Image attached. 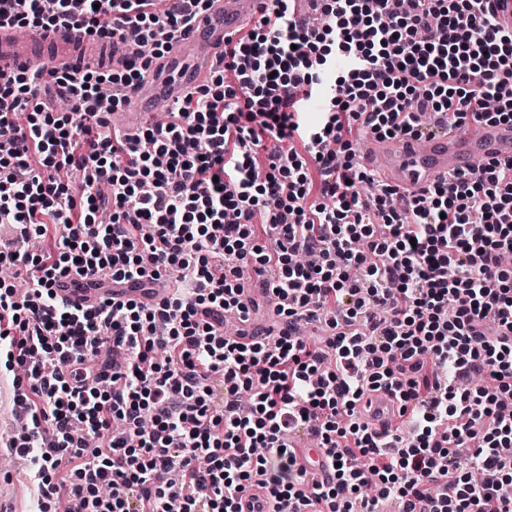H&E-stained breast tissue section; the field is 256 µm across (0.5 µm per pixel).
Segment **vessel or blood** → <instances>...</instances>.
<instances>
[{
    "mask_svg": "<svg viewBox=\"0 0 512 512\" xmlns=\"http://www.w3.org/2000/svg\"><path fill=\"white\" fill-rule=\"evenodd\" d=\"M261 0H213L200 12L191 29L175 39L163 57L153 60L144 79L129 95L130 109L111 113L113 127L135 133L161 99H175L204 85L212 68L229 42L235 41L246 22L259 12ZM122 52L102 47L84 31L60 28L19 37L14 28L0 27V72L8 74L26 67L50 73L73 70L88 62H104L118 67ZM506 160L512 158V126L469 121L425 139L404 138L373 147L364 164L407 196H415L434 181L470 168L474 159ZM57 295L70 305H97L109 295L105 288H82L77 281L64 278L55 285ZM23 388L0 376V430H15L24 415ZM370 410L361 418L376 434H383L386 424L397 422V401L382 392L369 397ZM295 456L313 483L330 481L334 456L317 447H295ZM25 488L14 478L0 476V512H24Z\"/></svg>",
    "mask_w": 512,
    "mask_h": 512,
    "instance_id": "1",
    "label": "vessel or blood"
}]
</instances>
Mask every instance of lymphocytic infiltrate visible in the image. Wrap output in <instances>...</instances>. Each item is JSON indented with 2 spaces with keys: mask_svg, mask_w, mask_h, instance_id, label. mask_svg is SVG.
I'll return each instance as SVG.
<instances>
[{
  "mask_svg": "<svg viewBox=\"0 0 512 512\" xmlns=\"http://www.w3.org/2000/svg\"><path fill=\"white\" fill-rule=\"evenodd\" d=\"M158 2L0 0L14 28L75 25L134 53L122 71L0 76V126L14 128L0 145V227L54 239L0 250L27 272L20 288L0 280V373L26 381L14 448L30 481L67 512H238L258 476L278 512L393 499L401 512H512V161L404 200L354 163L350 140L422 138L425 111L512 124V31L491 0H411L401 14L390 0H320L318 28L294 0H272L225 47L214 85L126 137L108 113L211 0ZM315 97L320 118L302 123ZM295 136L305 154L274 151L257 169L266 139ZM247 267L282 320L274 343L224 332L225 313L248 323L259 308L244 298ZM70 275L173 289L156 306L79 309L55 299ZM327 309L329 336H303ZM379 391L405 427L386 440L358 417ZM297 432L333 451L330 482L306 483L287 442Z\"/></svg>",
  "mask_w": 512,
  "mask_h": 512,
  "instance_id": "f902f5d3",
  "label": "lymphocytic infiltrate"
}]
</instances>
